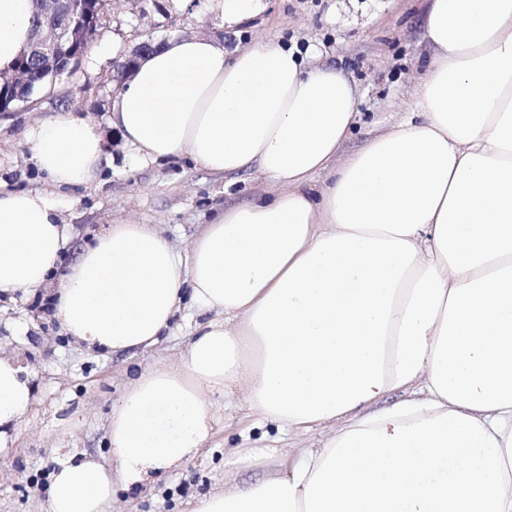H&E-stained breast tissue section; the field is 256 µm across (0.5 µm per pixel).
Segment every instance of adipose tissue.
Returning a JSON list of instances; mask_svg holds the SVG:
<instances>
[{
  "label": "adipose tissue",
  "mask_w": 512,
  "mask_h": 512,
  "mask_svg": "<svg viewBox=\"0 0 512 512\" xmlns=\"http://www.w3.org/2000/svg\"><path fill=\"white\" fill-rule=\"evenodd\" d=\"M32 9L0 0V72ZM423 26L414 111L346 157L356 88L317 49L175 37L140 59L112 123L141 161L275 189L219 211L185 257L154 225L112 224L51 288L68 335L115 354L157 343L183 295L210 318L113 405L115 467L61 464L48 512H112L197 454L216 392L323 437L293 463L234 450L232 482L191 512H512V0H429ZM28 139L56 187L95 179L93 122L62 115ZM67 234L46 196L0 187V292L50 287ZM32 401L0 355V457Z\"/></svg>",
  "instance_id": "adipose-tissue-1"
}]
</instances>
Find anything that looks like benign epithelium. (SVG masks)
I'll return each instance as SVG.
<instances>
[{
    "label": "benign epithelium",
    "mask_w": 512,
    "mask_h": 512,
    "mask_svg": "<svg viewBox=\"0 0 512 512\" xmlns=\"http://www.w3.org/2000/svg\"><path fill=\"white\" fill-rule=\"evenodd\" d=\"M49 4L47 22L36 26L30 40L21 51V65L10 73H0V89L8 88L21 93L27 81L21 77L28 63L35 61L45 67H53L57 60L70 56L78 59L77 48L93 41L97 22L92 0H45ZM146 52L144 44H138L119 63L121 80L132 77L138 57Z\"/></svg>",
    "instance_id": "benign-epithelium-1"
}]
</instances>
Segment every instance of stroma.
Wrapping results in <instances>:
<instances>
[{"label": "stroma", "mask_w": 512, "mask_h": 512, "mask_svg": "<svg viewBox=\"0 0 512 512\" xmlns=\"http://www.w3.org/2000/svg\"><path fill=\"white\" fill-rule=\"evenodd\" d=\"M427 0H263V9L240 27L225 29L209 0H108L88 53L72 75L35 94L30 102L0 112V184L40 192L57 207L70 238L58 266L65 275L82 245L123 219L156 225L179 251L213 213L269 192L265 179H229L189 160L142 163L111 123L112 102L122 83L116 63L146 39L221 37L227 48L270 38L283 45H317L325 61L343 68L357 89L362 121L344 153L392 125L414 101L415 79L430 51L423 30ZM61 115L85 118L104 145L100 180L88 187L57 188L33 161L26 133ZM200 318L183 298L175 318L153 347L110 354L72 342L37 293L0 295V353L24 363L35 398L13 448L0 459V512H47L42 471L74 456L111 461L106 425L131 378L174 364ZM215 423L201 450L148 487L121 493L117 512H189L198 496L224 486V456L238 447L309 446L317 432L288 434L263 422L241 399L212 398Z\"/></svg>", "instance_id": "35a3bbf8"}]
</instances>
